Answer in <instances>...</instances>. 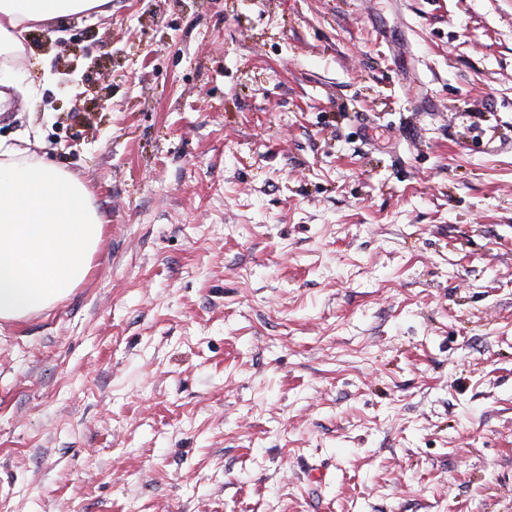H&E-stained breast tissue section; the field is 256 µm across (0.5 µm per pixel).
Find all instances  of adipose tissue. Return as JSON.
<instances>
[{"mask_svg": "<svg viewBox=\"0 0 512 512\" xmlns=\"http://www.w3.org/2000/svg\"><path fill=\"white\" fill-rule=\"evenodd\" d=\"M106 0H0V56H15L18 31L59 23ZM105 221L81 181L30 146L0 153V319L44 311L89 274Z\"/></svg>", "mask_w": 512, "mask_h": 512, "instance_id": "ef3b65f1", "label": "adipose tissue"}]
</instances>
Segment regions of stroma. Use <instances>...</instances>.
I'll return each instance as SVG.
<instances>
[{
	"instance_id": "obj_1",
	"label": "stroma",
	"mask_w": 512,
	"mask_h": 512,
	"mask_svg": "<svg viewBox=\"0 0 512 512\" xmlns=\"http://www.w3.org/2000/svg\"><path fill=\"white\" fill-rule=\"evenodd\" d=\"M106 8L0 101L108 221L0 321V512H512V0Z\"/></svg>"
}]
</instances>
